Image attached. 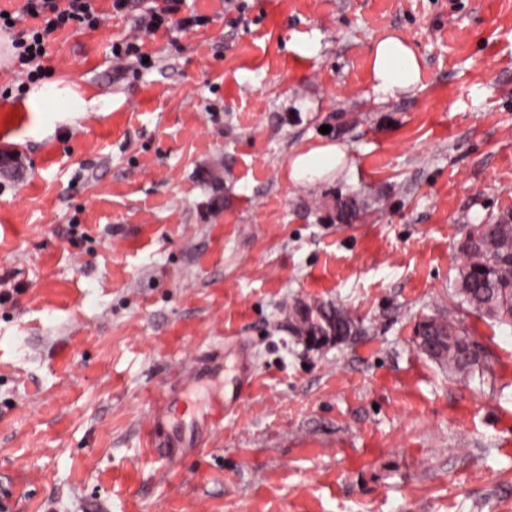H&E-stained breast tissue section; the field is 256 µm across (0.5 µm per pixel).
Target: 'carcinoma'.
I'll return each mask as SVG.
<instances>
[{
  "label": "carcinoma",
  "mask_w": 512,
  "mask_h": 512,
  "mask_svg": "<svg viewBox=\"0 0 512 512\" xmlns=\"http://www.w3.org/2000/svg\"><path fill=\"white\" fill-rule=\"evenodd\" d=\"M477 235V241L469 235L459 247L458 287L464 289L459 297L473 311L501 320L512 313V268L499 263L502 256L512 253V214H501L492 223L480 225ZM311 313L317 327L327 328L326 319L333 316L338 332L353 330V320L337 306L321 303L311 307ZM425 326L446 337L443 359L449 368L462 371L478 362L479 350L465 329L439 320L424 321L418 328Z\"/></svg>",
  "instance_id": "cac0c4a2"
}]
</instances>
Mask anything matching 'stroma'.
I'll list each match as a JSON object with an SVG mask.
<instances>
[{"label":"stroma","mask_w":512,"mask_h":512,"mask_svg":"<svg viewBox=\"0 0 512 512\" xmlns=\"http://www.w3.org/2000/svg\"><path fill=\"white\" fill-rule=\"evenodd\" d=\"M98 6L43 61L79 112L28 111L0 37L12 512H512V323L457 295L460 242L512 212V0H185L200 25L152 37ZM390 31L424 74L381 101L368 50ZM137 36L148 63L117 72ZM323 139L350 165L292 185ZM302 302L352 334L308 345ZM427 317L479 367L423 353ZM424 326L433 328L438 336H446V352L442 358L448 362L449 368L462 371L479 361V350L470 340L465 329L455 326L449 321L447 323L439 320H427L418 324V333ZM462 344H465L464 348H462ZM473 356L476 358L472 359Z\"/></svg>","instance_id":"obj_1"}]
</instances>
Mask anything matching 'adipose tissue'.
<instances>
[{"mask_svg": "<svg viewBox=\"0 0 512 512\" xmlns=\"http://www.w3.org/2000/svg\"><path fill=\"white\" fill-rule=\"evenodd\" d=\"M370 78L374 94L381 99L399 98L414 92L421 81L423 61L415 46L403 35L391 32L369 49ZM346 146L324 141L292 155L288 180L295 185H313L348 167Z\"/></svg>", "mask_w": 512, "mask_h": 512, "instance_id": "ef3b65f1", "label": "adipose tissue"}]
</instances>
